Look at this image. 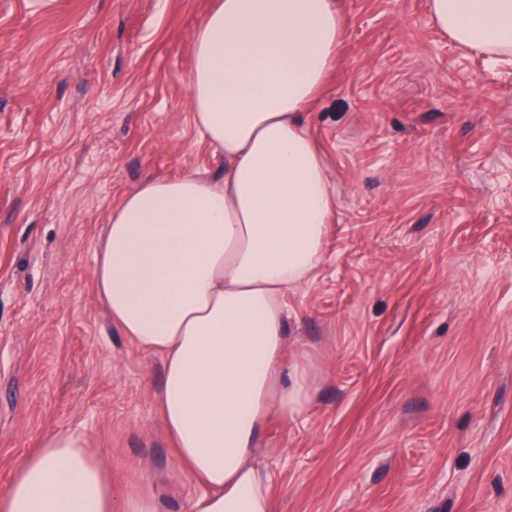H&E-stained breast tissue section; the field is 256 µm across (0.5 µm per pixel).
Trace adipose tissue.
<instances>
[{
    "instance_id": "adipose-tissue-1",
    "label": "adipose tissue",
    "mask_w": 512,
    "mask_h": 512,
    "mask_svg": "<svg viewBox=\"0 0 512 512\" xmlns=\"http://www.w3.org/2000/svg\"><path fill=\"white\" fill-rule=\"evenodd\" d=\"M433 23L490 60L512 57V0H429ZM345 32L341 0H218L195 33L194 125L224 158L216 178L147 181L113 209L94 286L120 331L162 356L158 393L188 512H272L252 457L271 413L302 407L309 371L285 369L286 289L324 248L336 187L304 114ZM0 512H158L153 491L112 493L77 430L47 434Z\"/></svg>"
}]
</instances>
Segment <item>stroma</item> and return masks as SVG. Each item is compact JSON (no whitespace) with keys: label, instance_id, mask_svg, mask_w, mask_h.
<instances>
[{"label":"stroma","instance_id":"35a3bbf8","mask_svg":"<svg viewBox=\"0 0 512 512\" xmlns=\"http://www.w3.org/2000/svg\"><path fill=\"white\" fill-rule=\"evenodd\" d=\"M215 0H0V492L47 431L78 430L122 495L197 488L157 405L160 355L94 288L113 207L216 175L187 76ZM305 115L338 209L288 289L284 362L308 395L254 451L274 512H512V64L454 43L429 0H342Z\"/></svg>","mask_w":512,"mask_h":512}]
</instances>
